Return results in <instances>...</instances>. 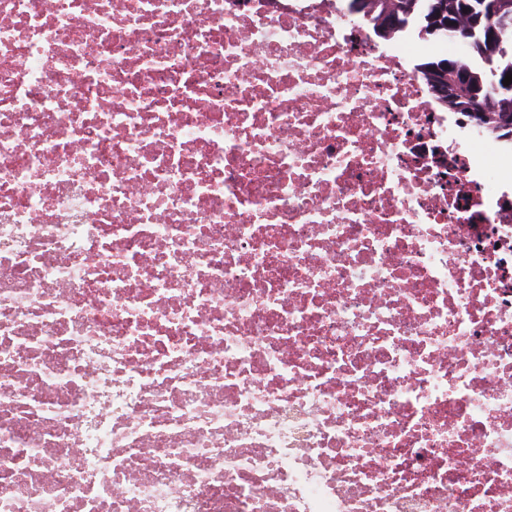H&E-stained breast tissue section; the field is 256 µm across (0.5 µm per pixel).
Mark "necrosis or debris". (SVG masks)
<instances>
[{
    "label": "necrosis or debris",
    "instance_id": "obj_1",
    "mask_svg": "<svg viewBox=\"0 0 512 512\" xmlns=\"http://www.w3.org/2000/svg\"><path fill=\"white\" fill-rule=\"evenodd\" d=\"M348 0H0V512H512V147Z\"/></svg>",
    "mask_w": 512,
    "mask_h": 512
}]
</instances>
